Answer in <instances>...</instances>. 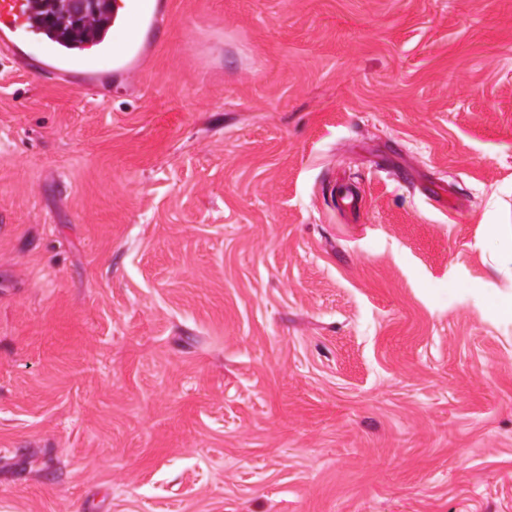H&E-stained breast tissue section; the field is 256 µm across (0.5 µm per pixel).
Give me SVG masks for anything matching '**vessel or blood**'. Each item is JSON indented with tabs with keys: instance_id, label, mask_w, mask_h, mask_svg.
Returning a JSON list of instances; mask_svg holds the SVG:
<instances>
[{
	"instance_id": "1",
	"label": "vessel or blood",
	"mask_w": 512,
	"mask_h": 512,
	"mask_svg": "<svg viewBox=\"0 0 512 512\" xmlns=\"http://www.w3.org/2000/svg\"><path fill=\"white\" fill-rule=\"evenodd\" d=\"M33 0H0V55L16 59L25 35L35 32ZM48 65L53 69L81 68L87 78H94V63L101 58L110 59L118 69L134 70L149 49L146 39H132L123 48L114 47L111 39L102 38L96 43L72 50L56 42L49 35H42Z\"/></svg>"
}]
</instances>
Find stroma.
<instances>
[{"label":"stroma","mask_w":512,"mask_h":512,"mask_svg":"<svg viewBox=\"0 0 512 512\" xmlns=\"http://www.w3.org/2000/svg\"><path fill=\"white\" fill-rule=\"evenodd\" d=\"M163 2L0 61V512H512V0Z\"/></svg>","instance_id":"1"}]
</instances>
